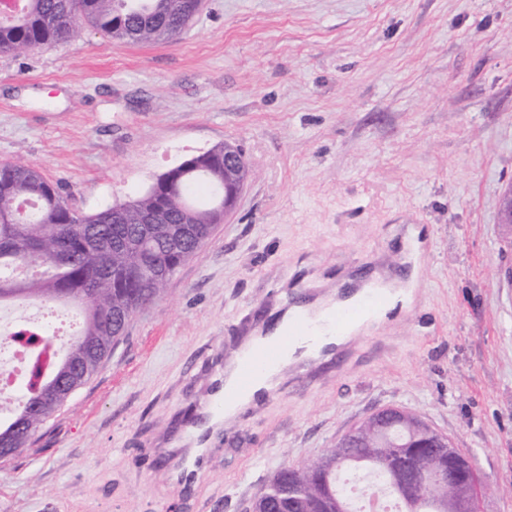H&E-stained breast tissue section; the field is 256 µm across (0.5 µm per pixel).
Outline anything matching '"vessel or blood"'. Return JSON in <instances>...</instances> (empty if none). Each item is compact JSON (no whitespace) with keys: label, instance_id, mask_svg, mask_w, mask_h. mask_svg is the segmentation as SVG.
<instances>
[{"label":"vessel or blood","instance_id":"obj_1","mask_svg":"<svg viewBox=\"0 0 512 512\" xmlns=\"http://www.w3.org/2000/svg\"><path fill=\"white\" fill-rule=\"evenodd\" d=\"M388 303L389 298L383 283L373 284L358 300L342 303L330 312L327 316V329L317 328L303 316L302 312H295L289 326L288 338L310 348L319 347L327 334H342L364 316L382 314ZM282 358V343L278 340L243 354L236 363L237 383L233 393H225L223 382L215 381L210 399L203 410L204 415L208 417L223 415L224 402L228 396L239 397L247 393L265 372L279 365ZM205 466V455L200 454L188 459L186 465L175 477L176 484L185 488L193 486Z\"/></svg>","mask_w":512,"mask_h":512}]
</instances>
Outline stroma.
Returning <instances> with one entry per match:
<instances>
[{
	"label": "stroma",
	"mask_w": 512,
	"mask_h": 512,
	"mask_svg": "<svg viewBox=\"0 0 512 512\" xmlns=\"http://www.w3.org/2000/svg\"><path fill=\"white\" fill-rule=\"evenodd\" d=\"M249 177L234 209L132 318L99 372L0 461V512H248L270 475L399 406L472 456L484 512H512V0H205L176 39L91 27L0 54V161L95 213L224 143ZM421 237L414 303L216 432L201 480L166 444L239 340L379 272ZM206 466V453L188 459L186 465L177 473L175 483L183 488L193 486Z\"/></svg>",
	"instance_id": "1"
}]
</instances>
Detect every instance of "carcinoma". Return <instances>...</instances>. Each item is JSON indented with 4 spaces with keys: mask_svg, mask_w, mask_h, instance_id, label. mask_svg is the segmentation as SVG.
I'll return each instance as SVG.
<instances>
[{
    "mask_svg": "<svg viewBox=\"0 0 512 512\" xmlns=\"http://www.w3.org/2000/svg\"><path fill=\"white\" fill-rule=\"evenodd\" d=\"M198 14V0H21L0 14V53H25L71 38L89 25L110 40H172ZM224 159L204 158L178 176H160L138 198L95 213L76 209L63 188L18 161L0 162V304L24 299L78 305L80 333L67 350L69 372L51 389L33 364L24 400L0 418V445L28 448L39 429L88 383L131 318L153 305L169 280L213 235L224 219L220 197ZM162 209L154 224L147 214ZM420 416L407 414L379 429H360L357 460L329 448L304 466H284L252 503L254 512H353L340 472L362 470L381 480L398 500V512H457L448 486L418 484L407 495L385 470L395 443L429 442ZM444 457L428 449L419 470H440Z\"/></svg>",
    "mask_w": 512,
    "mask_h": 512,
    "instance_id": "1",
    "label": "carcinoma"
}]
</instances>
